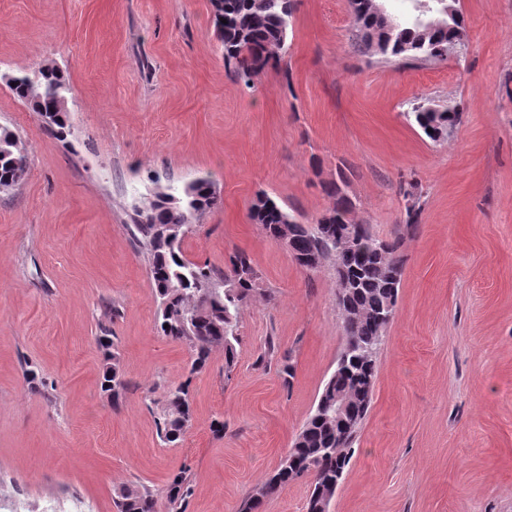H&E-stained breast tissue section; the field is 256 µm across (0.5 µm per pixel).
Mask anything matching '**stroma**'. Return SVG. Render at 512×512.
Here are the masks:
<instances>
[{
  "mask_svg": "<svg viewBox=\"0 0 512 512\" xmlns=\"http://www.w3.org/2000/svg\"><path fill=\"white\" fill-rule=\"evenodd\" d=\"M458 7L463 45L398 68L353 52L347 0H295L287 72L249 88L224 68L210 0H0V75L56 65L70 128L54 138L0 82V127L28 154L24 182L0 192V512H118L125 486L167 512L183 467L186 512H240L343 342L332 265L299 266L249 206L264 191L315 223L343 163L353 219L401 238L405 270L330 512H512V0ZM448 99L461 119L445 142L405 117ZM201 176L221 203L184 255L220 269L245 251L260 292L240 313L232 371L217 348L193 375L156 329L130 225L157 181ZM411 179L424 193L414 227L399 193ZM104 325L127 382L116 400L101 386ZM185 381L193 418L168 445L158 402ZM186 468L173 474L167 485L166 498L169 512H183L191 496V483Z\"/></svg>",
  "mask_w": 512,
  "mask_h": 512,
  "instance_id": "obj_1",
  "label": "stroma"
}]
</instances>
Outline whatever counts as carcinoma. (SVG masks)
<instances>
[{"instance_id":"carcinoma-1","label":"carcinoma","mask_w":512,"mask_h":512,"mask_svg":"<svg viewBox=\"0 0 512 512\" xmlns=\"http://www.w3.org/2000/svg\"><path fill=\"white\" fill-rule=\"evenodd\" d=\"M405 16L396 17L374 8L373 0H349L353 17L351 45L363 56L386 64L404 65L444 59L448 49L462 43L466 23L461 11L448 12V0H406ZM213 32L224 51V66L236 80L250 87L268 69L277 67L286 52L293 14L292 0H210ZM443 16L426 26L420 19ZM6 86L40 117L45 128L62 138L68 129V110L61 105L69 91L62 72L52 64L6 78ZM432 142L448 138L460 120V108L444 103L417 102L406 113ZM28 171V155L19 136L0 128V185L19 186ZM351 169L338 168V180L324 185L332 198L331 208L314 225H305L275 198L261 191L250 206V219L272 238L280 226H296L293 255L299 265L317 254L320 263L331 262L336 279L350 282V291L337 305L342 320L343 346L335 370L323 386L309 419L294 440L295 448L281 458L276 473L263 482L242 505V512H260L263 500L289 483L310 480L311 493L325 487L336 473L344 472L350 451L369 410L377 374L382 336L394 318L398 290L404 272L402 243L398 238L377 237L368 224L353 222L352 202L345 192ZM405 201L404 224L420 223L422 190L409 181L400 187ZM220 200L207 177L181 187L157 185L153 199L135 208L133 235L149 256V276L159 297L157 328L171 341L185 345L191 354L190 374L202 371L211 352L224 349L225 371L234 366L238 343L239 314L259 288V274L249 256L236 251L224 269L199 265L185 258L184 238L168 240L159 229L165 224H184L216 208ZM356 239L348 241L350 231ZM98 338L105 359L110 361L102 376V388L116 401L126 390L117 353L111 351L110 330L101 328ZM350 400L355 423L344 429L333 409L336 392ZM192 417L190 381L169 389L161 401L157 431L167 444L178 443ZM188 471L173 474L167 485L169 512H184L191 496ZM152 492L143 488L121 489L118 512H155Z\"/></svg>"}]
</instances>
